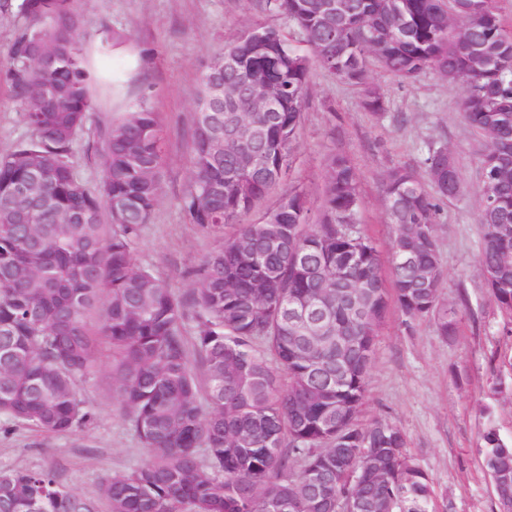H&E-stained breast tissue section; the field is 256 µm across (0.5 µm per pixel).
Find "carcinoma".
Segmentation results:
<instances>
[{
  "label": "carcinoma",
  "instance_id": "cac0c4a2",
  "mask_svg": "<svg viewBox=\"0 0 512 512\" xmlns=\"http://www.w3.org/2000/svg\"><path fill=\"white\" fill-rule=\"evenodd\" d=\"M300 33L321 67L360 87L376 114L385 102L368 83L377 63L411 83L433 67L471 78L463 119L481 146L478 270L512 327V32L498 0H349L342 13L327 0H264ZM482 4L468 38L450 19ZM42 21L19 31L7 73L28 135L0 154V415L63 434L92 422L77 382L103 355L112 358V391L148 457L130 472L106 477L100 494L110 512H437L428 475L408 467L405 433L383 419L357 422L368 392L377 333L391 287L401 312L430 318L451 336L458 310L440 299L445 278L436 227L440 203L456 198L461 174L443 144L423 159L428 183L408 167L384 180L392 226L389 255L357 227L358 169L342 154L325 161L323 197L310 221L305 193L290 186L255 224H239L287 179L304 112L310 57L288 29L260 26L214 57L232 55L238 70L224 82L275 92L276 112H260L246 90L224 112H203L207 67L195 98L192 176L181 197L187 223L222 235L194 273L191 302L180 301L134 246L163 193L166 162L156 112L143 104L106 130L96 158V185L77 173L76 144L93 111L95 79L79 37L72 0H22ZM342 38L323 40L326 29ZM51 44L52 59L38 61ZM257 133L264 167L254 171L234 143L216 156L226 128ZM28 185L27 194L16 192ZM25 213L29 223H18ZM235 227L230 233L224 228ZM323 298L331 337L304 339L291 317L297 305ZM197 321L190 360L183 334ZM484 462L502 512H512V445L489 425ZM372 454V463L362 457ZM0 512H96L50 470H0Z\"/></svg>",
  "mask_w": 512,
  "mask_h": 512
}]
</instances>
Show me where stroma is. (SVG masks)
<instances>
[{"instance_id":"35a3bbf8","label":"stroma","mask_w":512,"mask_h":512,"mask_svg":"<svg viewBox=\"0 0 512 512\" xmlns=\"http://www.w3.org/2000/svg\"><path fill=\"white\" fill-rule=\"evenodd\" d=\"M20 0L0 7V153L26 135L21 107L7 79L17 31L31 18ZM83 21L81 39L96 69L119 73L120 88H94L79 151L100 146L112 120L143 101L157 112L164 130L163 195L136 245L140 264L151 267L181 301H188L192 273L215 247V238L186 223L180 197L192 173L190 143L195 92L211 59L225 43L267 23L286 25L263 0H73ZM123 34L125 44L103 56L97 48L104 29ZM371 84L386 108L364 109L357 87L344 84L311 63L304 90V120L288 180L300 186L311 210L321 204L324 161L350 156L360 181L359 227L387 248L383 182L388 169L412 167L424 174L427 147L443 143L453 151L462 175L460 195L443 204L436 228L446 271L440 297L461 310L456 335L438 336L433 322L408 320L390 306L379 328L369 391L358 420L387 419L408 440L413 461L429 476L438 507L451 512H499L493 481L483 458L482 433L494 425L512 443V369H494L493 354L512 356V335L483 287L478 271L481 244L478 143L461 110L465 84H449L432 69L405 84L371 65ZM92 412L91 424L65 434L17 425L0 417V468L50 470L77 495L109 512L102 481L136 468L146 451L132 432L113 391L109 360L78 383Z\"/></svg>"}]
</instances>
